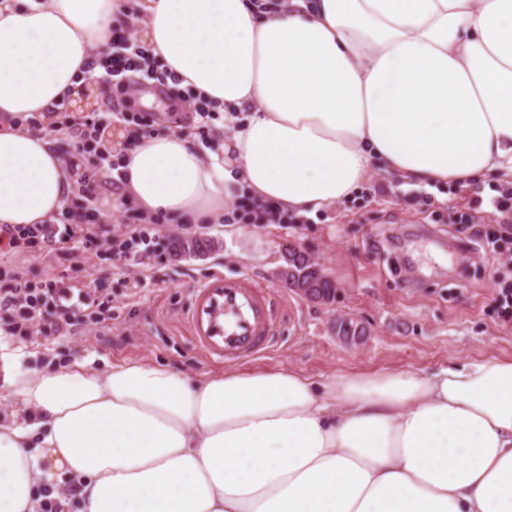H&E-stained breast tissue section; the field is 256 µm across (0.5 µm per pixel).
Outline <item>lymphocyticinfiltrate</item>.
Wrapping results in <instances>:
<instances>
[{"label": "lymphocytic infiltrate", "instance_id": "1", "mask_svg": "<svg viewBox=\"0 0 512 512\" xmlns=\"http://www.w3.org/2000/svg\"><path fill=\"white\" fill-rule=\"evenodd\" d=\"M108 61L95 82L131 89L145 82L166 85L168 75L157 70L151 63L147 48L140 45L130 31H113L106 53ZM130 122L127 112H111L109 121H102L78 113H36L26 120L29 128L41 132L67 130L76 140L75 153L69 158L68 173L73 177L79 191L92 194L98 177L99 163L108 162L113 148L106 135L109 124L126 125ZM7 237L10 244L41 240L61 246L67 255L83 259L86 253L98 249L102 241L89 224H4L0 226V237ZM112 259L118 262L122 272L137 266L140 249H152L154 241L138 225L128 224L121 238L110 241ZM108 298L98 296L89 285H69L64 279L47 277L40 286H32L20 272H13L9 284L0 293V310L12 316V329L31 333L53 326L64 330L83 324L108 306Z\"/></svg>", "mask_w": 512, "mask_h": 512}]
</instances>
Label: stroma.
<instances>
[{"instance_id":"1","label":"stroma","mask_w":512,"mask_h":512,"mask_svg":"<svg viewBox=\"0 0 512 512\" xmlns=\"http://www.w3.org/2000/svg\"><path fill=\"white\" fill-rule=\"evenodd\" d=\"M491 182L460 189L449 183L430 188L431 201L412 206L407 183L378 175L336 206L318 210L303 224H252L225 210L224 221L207 228L150 225L159 243L141 271L147 286L133 292L113 265L112 254L91 255L73 269L62 253L32 242L15 248L0 243V269L23 271L31 284L46 276L88 282L112 299L111 314L61 336L47 331L11 336L0 330V351L19 353L27 369L55 361L90 360L92 367L123 361H156L195 377L224 371L225 364L202 347L189 313L199 283L211 275L244 273L284 299L273 352L247 361L250 369L289 366L313 377L381 370L430 372L452 363L512 358V319L492 303L493 262L482 242L468 241L449 224V215L474 217L490 232L501 216L474 209L491 194ZM67 207L93 215L109 239L133 210L102 171L92 197L75 194ZM202 237L214 248L201 257H176L164 237ZM294 243L319 256L337 284L332 303L306 300L285 288L276 271L284 245ZM358 319L369 331L365 343L349 346L336 335L337 316Z\"/></svg>"}]
</instances>
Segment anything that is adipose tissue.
I'll return each mask as SVG.
<instances>
[{"mask_svg": "<svg viewBox=\"0 0 512 512\" xmlns=\"http://www.w3.org/2000/svg\"><path fill=\"white\" fill-rule=\"evenodd\" d=\"M143 37L231 136L119 156L143 223L213 224L241 196L305 215L379 171L512 186V0H144ZM127 0H0V225L73 191L49 135ZM0 512L53 475L79 512H512V358L320 380L165 363L24 371L0 358Z\"/></svg>", "mask_w": 512, "mask_h": 512, "instance_id": "obj_1", "label": "adipose tissue"}]
</instances>
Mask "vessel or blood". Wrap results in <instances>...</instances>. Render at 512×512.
<instances>
[{"label": "vessel or blood", "mask_w": 512, "mask_h": 512, "mask_svg": "<svg viewBox=\"0 0 512 512\" xmlns=\"http://www.w3.org/2000/svg\"><path fill=\"white\" fill-rule=\"evenodd\" d=\"M277 310L270 291L248 276L215 274L198 290L191 323L209 352L239 362L274 347Z\"/></svg>", "instance_id": "vessel-or-blood-1"}]
</instances>
